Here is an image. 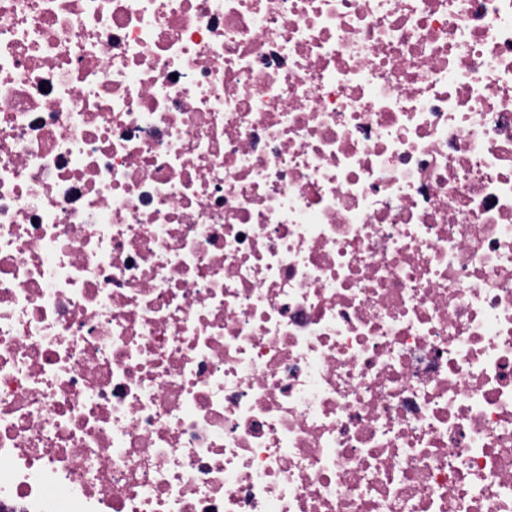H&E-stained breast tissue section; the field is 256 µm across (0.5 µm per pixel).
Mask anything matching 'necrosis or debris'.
Here are the masks:
<instances>
[{
  "instance_id": "1",
  "label": "necrosis or debris",
  "mask_w": 512,
  "mask_h": 512,
  "mask_svg": "<svg viewBox=\"0 0 512 512\" xmlns=\"http://www.w3.org/2000/svg\"><path fill=\"white\" fill-rule=\"evenodd\" d=\"M0 512H512V0H0Z\"/></svg>"
}]
</instances>
